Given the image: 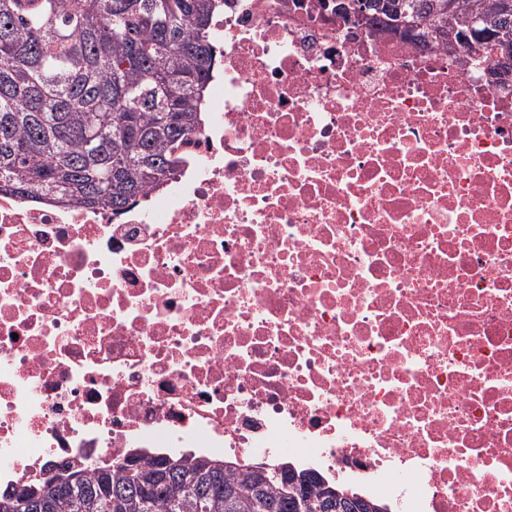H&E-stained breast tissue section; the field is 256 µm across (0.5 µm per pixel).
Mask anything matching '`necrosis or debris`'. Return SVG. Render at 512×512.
<instances>
[{
    "label": "necrosis or debris",
    "instance_id": "necrosis-or-debris-1",
    "mask_svg": "<svg viewBox=\"0 0 512 512\" xmlns=\"http://www.w3.org/2000/svg\"><path fill=\"white\" fill-rule=\"evenodd\" d=\"M324 2L224 0L126 210L0 194V487L192 455L512 512V87Z\"/></svg>",
    "mask_w": 512,
    "mask_h": 512
}]
</instances>
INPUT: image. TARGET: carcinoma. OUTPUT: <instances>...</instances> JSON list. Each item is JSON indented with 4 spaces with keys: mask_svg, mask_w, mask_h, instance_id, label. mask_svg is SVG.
Segmentation results:
<instances>
[{
    "mask_svg": "<svg viewBox=\"0 0 512 512\" xmlns=\"http://www.w3.org/2000/svg\"><path fill=\"white\" fill-rule=\"evenodd\" d=\"M0 0V193L67 207L126 209L176 172L173 153L202 123L216 61L211 22L224 0ZM503 0H366L369 22L469 52L498 46L512 72V11ZM217 460L102 463L77 483L38 484L0 512H382L342 498L304 503L312 472Z\"/></svg>",
    "mask_w": 512,
    "mask_h": 512,
    "instance_id": "1",
    "label": "carcinoma"
}]
</instances>
